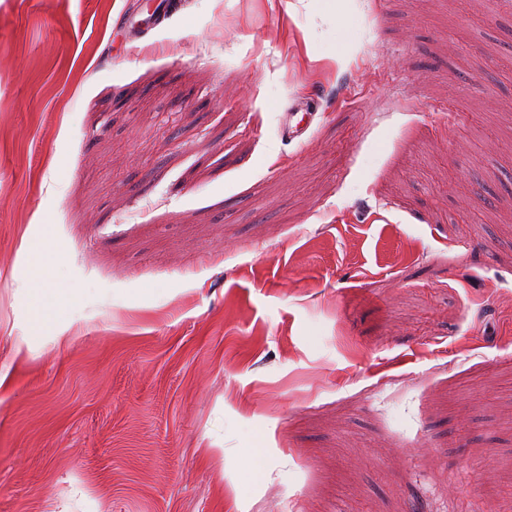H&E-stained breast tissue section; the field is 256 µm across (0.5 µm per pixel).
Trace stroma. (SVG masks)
<instances>
[{"mask_svg": "<svg viewBox=\"0 0 512 512\" xmlns=\"http://www.w3.org/2000/svg\"><path fill=\"white\" fill-rule=\"evenodd\" d=\"M157 2L0 0V512H512V0ZM302 109L297 105H292L288 112H285V121L281 127V135L286 140H292L303 133L304 127L310 125L314 119L315 114L312 112H300ZM291 111V112H289ZM301 113V119L297 116ZM295 121V123H293Z\"/></svg>", "mask_w": 512, "mask_h": 512, "instance_id": "35a3bbf8", "label": "stroma"}]
</instances>
